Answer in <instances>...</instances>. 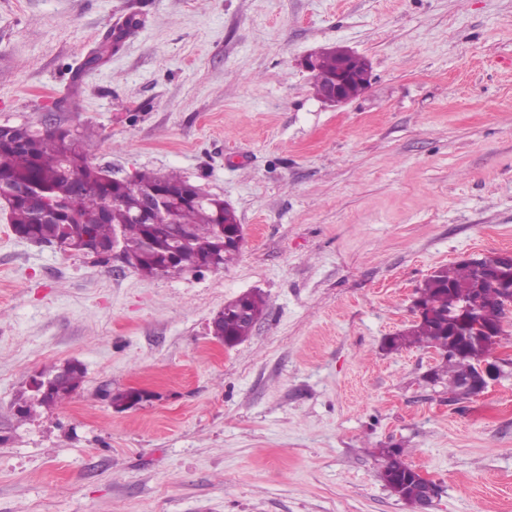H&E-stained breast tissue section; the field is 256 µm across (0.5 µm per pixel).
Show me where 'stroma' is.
I'll return each mask as SVG.
<instances>
[{
  "instance_id": "1",
  "label": "stroma",
  "mask_w": 512,
  "mask_h": 512,
  "mask_svg": "<svg viewBox=\"0 0 512 512\" xmlns=\"http://www.w3.org/2000/svg\"><path fill=\"white\" fill-rule=\"evenodd\" d=\"M333 46L370 67L340 107L301 65ZM22 123L119 178L178 171L244 242L148 278L0 219V512H411L392 446L431 512H512V376L459 407L434 349L383 348L434 269L512 250V0H0V125ZM247 292L267 310L224 347L209 324ZM73 360L72 397L20 418ZM401 448H382L379 450L380 456L383 458L385 472L381 474L385 486L391 490L400 499L407 501L418 498L421 495V486L416 481L412 471L416 473L422 484L424 495L412 504L415 512H429L436 498V486L422 472L408 469L400 458Z\"/></svg>"
}]
</instances>
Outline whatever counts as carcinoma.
Segmentation results:
<instances>
[{
    "instance_id": "obj_1",
    "label": "carcinoma",
    "mask_w": 512,
    "mask_h": 512,
    "mask_svg": "<svg viewBox=\"0 0 512 512\" xmlns=\"http://www.w3.org/2000/svg\"><path fill=\"white\" fill-rule=\"evenodd\" d=\"M336 68V54L329 48L317 54V69L313 85H318ZM89 144L79 135L68 138L52 131L36 130L28 125L6 126L0 129V185L23 180L35 182L46 195L57 202L59 217L41 218L27 199L9 202V222L15 235L31 237L41 243H67L69 249L101 259L111 257L113 242L135 255L132 264L145 277L168 274L166 255L171 249L173 233H185L187 245L174 254L175 265L181 269H199L212 265L216 269L232 262L239 247L219 246L216 226L226 230L239 226L236 211L217 196L186 201L180 205L178 223L167 222V212L159 209L142 223L132 219L143 188L163 180L172 189H181L189 181L172 172L158 176L140 172L131 181L114 183L103 179L105 169L90 163ZM102 212L98 224H81L80 218L89 212ZM501 256L493 252L480 263L462 261L451 268L441 267L418 288L430 314L417 318L402 332L401 344L406 347L434 348L439 351L440 364L434 370L438 379L448 377V394L456 396L462 378L469 367V356L448 346V318L456 308L472 301L474 290H481V319L496 325L505 319L506 289L497 288L485 280V272L499 269ZM241 298L224 304L212 320L210 333L227 342L239 343L250 336L254 322L239 316ZM84 370L73 366L53 378L49 397L39 400L50 408L64 403L80 388ZM385 472V486L407 501L421 495V486L412 471L401 460V449L379 450Z\"/></svg>"
}]
</instances>
